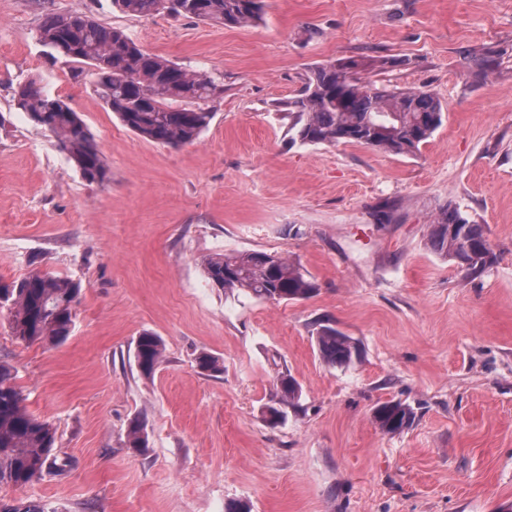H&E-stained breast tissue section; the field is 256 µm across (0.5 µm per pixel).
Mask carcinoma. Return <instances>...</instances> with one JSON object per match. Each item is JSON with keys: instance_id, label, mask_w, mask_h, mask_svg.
Returning <instances> with one entry per match:
<instances>
[{"instance_id": "cac0c4a2", "label": "carcinoma", "mask_w": 512, "mask_h": 512, "mask_svg": "<svg viewBox=\"0 0 512 512\" xmlns=\"http://www.w3.org/2000/svg\"><path fill=\"white\" fill-rule=\"evenodd\" d=\"M125 12L148 16L167 14L227 27L252 24L262 18L264 0H113ZM47 54L76 64L73 78L89 76L104 105L135 133L163 145L194 143L213 119L212 103L224 94L218 78L188 69L144 49L124 31L105 26L86 13L47 12L39 26ZM365 66L354 59L322 64L311 70L299 93L285 104L288 133L311 145L352 143L410 154L425 144L442 123L441 105L433 94L413 89L371 88L353 77ZM17 109L50 132L89 182L108 180V168L98 144L72 107L70 99L50 93L35 80L17 84ZM430 249L455 261L472 274L495 264L485 227L459 208L442 209L431 224ZM205 274L226 293L243 292L268 301L307 299L316 283L300 267L277 255L253 251L210 259ZM82 286L70 278L34 272L22 279L0 281L7 294L13 336L26 343L59 344L70 335ZM319 357L345 368L358 357L351 337L331 325L316 331ZM160 337L144 333L136 342L141 372L150 376L163 360ZM300 387L289 374L277 381V400L265 406L267 421L283 417L281 407L295 403ZM373 420L387 434H399L416 421L414 408L389 400L373 410ZM143 421H131L128 442L147 447ZM56 430L28 412L13 381L11 369L0 363V485L22 487L45 472L62 467L55 452Z\"/></svg>"}]
</instances>
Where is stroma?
Masks as SVG:
<instances>
[{"label":"stroma","mask_w":512,"mask_h":512,"mask_svg":"<svg viewBox=\"0 0 512 512\" xmlns=\"http://www.w3.org/2000/svg\"><path fill=\"white\" fill-rule=\"evenodd\" d=\"M90 13L147 50L224 79L208 128L160 145L106 109L39 41L47 11ZM498 66L478 76L487 55ZM367 61L373 88L433 94L445 114L419 151L292 142L283 102L312 68ZM68 96L110 170L86 181L17 110V83ZM0 279L41 270L82 285L71 335L12 336L0 362L30 413L56 429L62 469L0 501L55 512H505L512 506V0H265L224 27L122 12L112 0H0ZM483 224L497 256L478 275L432 252L446 205ZM248 250L315 280L276 303L212 287L204 264ZM354 338L344 369L320 324ZM165 357L140 373L135 343ZM222 370H200V353ZM301 387L283 423L262 409L281 373ZM410 404L382 433L372 411ZM147 448H129L133 419ZM315 343L319 357L332 367H348L359 355L358 346L352 338L331 325H320ZM165 353L164 343L159 336L143 333L136 342V359L141 372L152 375L163 360ZM414 408L399 400H389L373 410V420L378 428L387 434H399L411 428L416 421Z\"/></svg>","instance_id":"1"}]
</instances>
